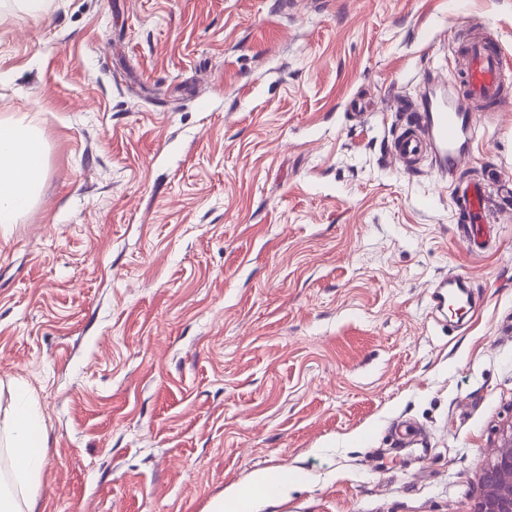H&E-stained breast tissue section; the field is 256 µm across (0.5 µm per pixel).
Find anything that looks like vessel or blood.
Listing matches in <instances>:
<instances>
[{
    "label": "vessel or blood",
    "mask_w": 512,
    "mask_h": 512,
    "mask_svg": "<svg viewBox=\"0 0 512 512\" xmlns=\"http://www.w3.org/2000/svg\"><path fill=\"white\" fill-rule=\"evenodd\" d=\"M465 83L459 93L435 95L421 101L414 123L396 136L391 155L402 167H414L425 151H432L440 169L452 171L465 159L474 141L472 111L500 109L512 92L508 75L498 51L491 42L472 35L464 50ZM463 219L457 225L459 238L475 244V229L481 222L487 203L469 185L457 188Z\"/></svg>",
    "instance_id": "1"
}]
</instances>
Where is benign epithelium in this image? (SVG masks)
Returning a JSON list of instances; mask_svg holds the SVG:
<instances>
[{
	"label": "benign epithelium",
	"mask_w": 512,
	"mask_h": 512,
	"mask_svg": "<svg viewBox=\"0 0 512 512\" xmlns=\"http://www.w3.org/2000/svg\"><path fill=\"white\" fill-rule=\"evenodd\" d=\"M475 512H512V427L501 432L494 455L485 463Z\"/></svg>",
	"instance_id": "benign-epithelium-1"
}]
</instances>
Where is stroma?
<instances>
[{
    "instance_id": "stroma-1",
    "label": "stroma",
    "mask_w": 512,
    "mask_h": 512,
    "mask_svg": "<svg viewBox=\"0 0 512 512\" xmlns=\"http://www.w3.org/2000/svg\"><path fill=\"white\" fill-rule=\"evenodd\" d=\"M0 13V121L47 176L0 234V380L48 432L38 512H473L512 426V105L442 174L389 149L512 0H47ZM485 182L492 243L455 229ZM464 277L470 308L431 293ZM298 482L294 470L288 467L258 471L252 474L247 484L214 499L208 512H258L262 501L269 498L263 491L273 486L272 495L277 496L288 492V487Z\"/></svg>"
}]
</instances>
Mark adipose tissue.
Masks as SVG:
<instances>
[{
    "label": "adipose tissue",
    "instance_id": "adipose-tissue-1",
    "mask_svg": "<svg viewBox=\"0 0 512 512\" xmlns=\"http://www.w3.org/2000/svg\"><path fill=\"white\" fill-rule=\"evenodd\" d=\"M47 146L42 135L18 121H0V228L17 222L33 206L46 177ZM46 428L37 410L13 401L0 415V443L10 476L0 477V512H34L46 457ZM295 472L281 467L252 474L247 484L217 497L209 512H258L267 489L287 492Z\"/></svg>",
    "mask_w": 512,
    "mask_h": 512
}]
</instances>
